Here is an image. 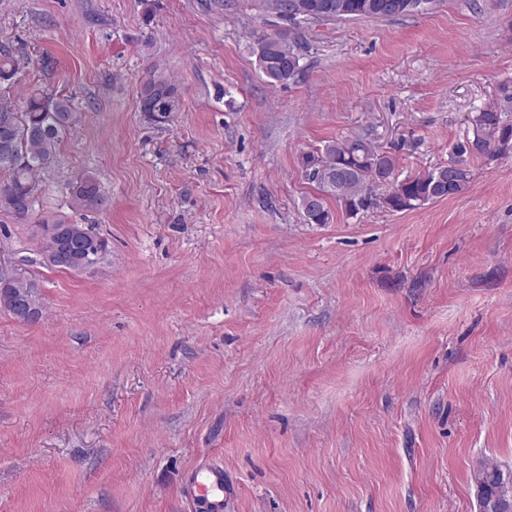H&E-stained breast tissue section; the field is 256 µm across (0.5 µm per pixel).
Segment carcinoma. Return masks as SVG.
<instances>
[{"instance_id": "cac0c4a2", "label": "carcinoma", "mask_w": 512, "mask_h": 512, "mask_svg": "<svg viewBox=\"0 0 512 512\" xmlns=\"http://www.w3.org/2000/svg\"><path fill=\"white\" fill-rule=\"evenodd\" d=\"M384 0H263V7L288 22L286 31L264 34L252 46L259 69L272 84L293 79L300 66L301 34L322 21L318 11L329 12L330 20L382 18L376 5ZM22 69L21 61L7 51L0 52V83L11 81ZM181 100L178 86L162 75H151L139 88L138 109L155 126L172 122L174 110L167 104ZM0 114H10L12 122L0 126V213L24 219L39 203L40 174L57 161L63 135L80 120L71 100L62 94L31 91L23 109L0 101ZM473 136L455 147L448 166L432 168L402 181L390 183L382 196L375 198L372 187L392 178L395 160L380 153L367 138L348 135L327 142L322 149L302 156V168L316 190L302 198V209L310 224H326L329 210L326 199L332 197L348 214H356L372 205L392 212L412 211L422 206L466 193L472 181L470 159L498 157L512 153V84L499 86V103L476 117ZM69 205L75 210L104 211L111 198L91 172H84L69 186ZM85 263L89 273L109 261L111 247L107 238L90 229L82 236ZM29 295L44 309L42 295L28 279L5 281L0 278V310L9 311L13 291Z\"/></svg>"}]
</instances>
